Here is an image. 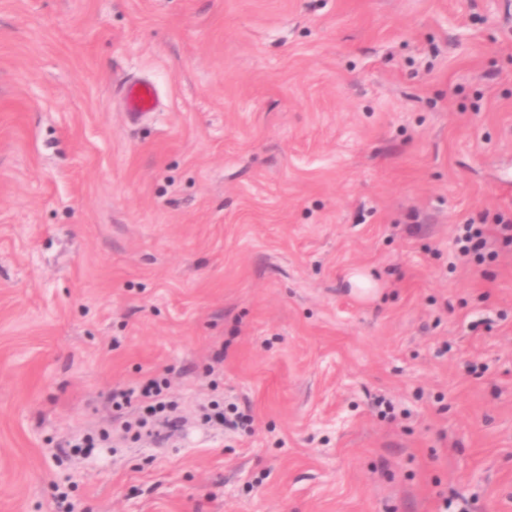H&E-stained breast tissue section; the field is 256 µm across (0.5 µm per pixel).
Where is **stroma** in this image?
<instances>
[{
  "label": "stroma",
  "instance_id": "stroma-1",
  "mask_svg": "<svg viewBox=\"0 0 512 512\" xmlns=\"http://www.w3.org/2000/svg\"><path fill=\"white\" fill-rule=\"evenodd\" d=\"M503 215L512 0H0V512H512ZM124 100L129 116L137 119L156 108L159 102V91L152 82H131L124 87ZM461 254L468 255L470 252H479L486 249L489 240L481 228H473V224L464 225V234L460 237ZM136 398L143 411L148 415L172 413L175 410L173 402L165 400L163 389L154 378H147L142 382L138 388Z\"/></svg>",
  "mask_w": 512,
  "mask_h": 512
}]
</instances>
